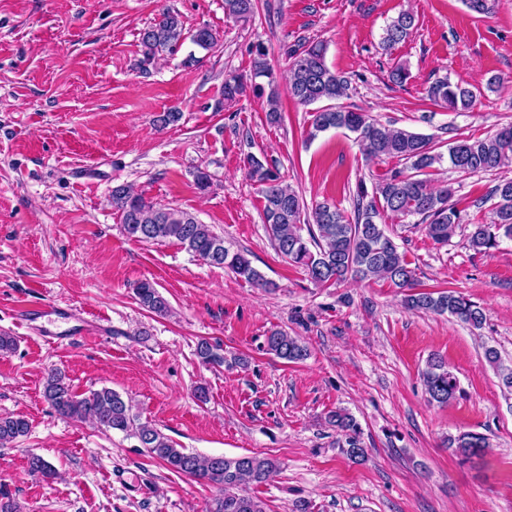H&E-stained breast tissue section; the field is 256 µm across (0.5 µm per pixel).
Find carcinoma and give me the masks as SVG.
Instances as JSON below:
<instances>
[{
    "label": "carcinoma",
    "mask_w": 512,
    "mask_h": 512,
    "mask_svg": "<svg viewBox=\"0 0 512 512\" xmlns=\"http://www.w3.org/2000/svg\"><path fill=\"white\" fill-rule=\"evenodd\" d=\"M255 9V0H224V15L247 21ZM415 28V17L403 12L385 27L382 45L392 49L406 41ZM184 40V29L178 15L163 10L150 26L140 33L143 47L140 69L148 71L165 52L173 53ZM196 46L210 50L217 45L213 29L202 26L191 34ZM253 69L250 77L236 72L224 76V105L241 100L247 92L266 97V116L272 123L281 120L277 76L267 62V49L261 42L250 45ZM326 47L320 41L300 39L287 50L288 95L309 106L330 102L347 95L350 80L331 70L325 61ZM479 89L466 87L449 77L436 80L427 89L430 101L452 112L471 109ZM332 128H344L356 135L366 156L396 158L410 174L395 171L367 188L357 182L354 194V220L329 203L306 212L303 198L284 183L275 164H265L254 155L246 158L247 177L259 186L264 200L263 215L267 230L278 254L288 263L304 269L316 285L336 284L349 277L359 280H385L401 290L402 301L409 310L447 314L471 330L484 327L486 316L476 302L454 290L424 291L418 289L416 272L404 253L399 251L392 233L383 224L387 216H417L428 237L446 245L456 235L460 216L453 203L452 191L444 186L435 189L425 175L448 162L459 173L498 172L500 177L491 190L492 220L489 224L468 225L467 242L475 251H489L499 246L502 238L512 239V124L477 139L463 138L453 142L448 155L436 151L431 139L423 134L391 128L354 109L330 105L315 109L309 137ZM112 207L120 215L126 236L139 242L173 241L213 266L229 269L245 281L262 287L271 282L252 266L241 252L224 246V237L211 225L199 222L185 211L160 207L132 189L119 185L112 189ZM307 234H302V231ZM140 304L157 314L169 311L167 300L155 284L147 279L135 287ZM267 351L287 361L307 356V348L287 332L273 329L266 336ZM197 354L205 364L221 365V346L207 340L197 345ZM487 362L495 369L505 394H512V364H504L494 347L484 350ZM424 382L431 401L446 405L460 393L455 376L445 363L430 359ZM44 396L59 415L77 420H91L106 430H119L138 439L140 447L161 460L171 471L197 481L215 485L223 492L213 512H266L265 503L243 492L248 484L265 483L277 471L275 459L256 454L234 457L202 456L176 444L156 427L140 423L131 406L116 391L104 387L87 396L78 395L66 374L51 370L44 382ZM328 423L344 433L343 452L354 462L367 457L362 446L361 431L355 419L339 411L328 415ZM29 421L20 415L0 416V444H6L29 433ZM448 447L466 458L481 455L488 448L487 438L479 433L461 432L448 438Z\"/></svg>",
    "instance_id": "carcinoma-1"
}]
</instances>
